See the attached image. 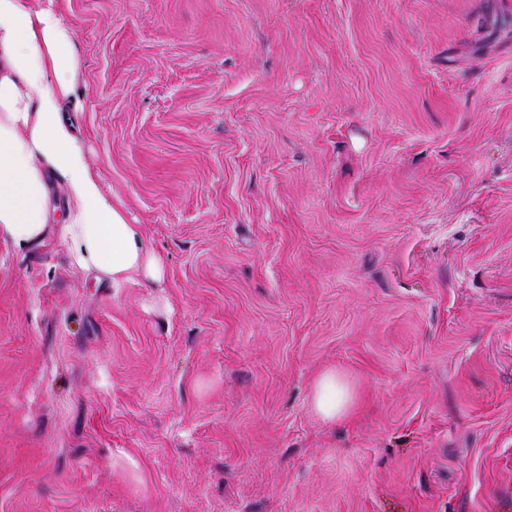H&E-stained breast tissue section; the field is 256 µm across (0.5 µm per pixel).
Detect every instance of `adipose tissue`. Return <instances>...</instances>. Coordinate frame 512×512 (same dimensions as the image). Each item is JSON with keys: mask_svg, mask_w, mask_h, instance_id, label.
<instances>
[{"mask_svg": "<svg viewBox=\"0 0 512 512\" xmlns=\"http://www.w3.org/2000/svg\"><path fill=\"white\" fill-rule=\"evenodd\" d=\"M76 69L72 30L52 0H0V240L28 248L55 224L80 271L115 288L161 284L165 257L105 192L68 109ZM349 405L335 371L318 377L323 420L344 418Z\"/></svg>", "mask_w": 512, "mask_h": 512, "instance_id": "ef3b65f1", "label": "adipose tissue"}]
</instances>
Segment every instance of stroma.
<instances>
[{
  "label": "stroma",
  "instance_id": "35a3bbf8",
  "mask_svg": "<svg viewBox=\"0 0 512 512\" xmlns=\"http://www.w3.org/2000/svg\"><path fill=\"white\" fill-rule=\"evenodd\" d=\"M56 6L168 276L0 242V512H512V0ZM349 388L336 371H326L318 377L314 386L313 406L326 421L335 422L348 414Z\"/></svg>",
  "mask_w": 512,
  "mask_h": 512
}]
</instances>
